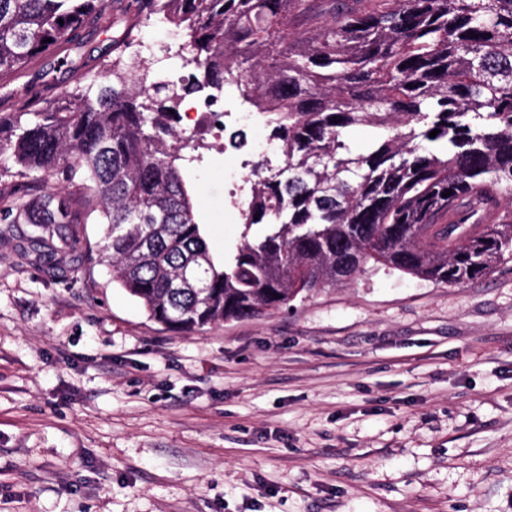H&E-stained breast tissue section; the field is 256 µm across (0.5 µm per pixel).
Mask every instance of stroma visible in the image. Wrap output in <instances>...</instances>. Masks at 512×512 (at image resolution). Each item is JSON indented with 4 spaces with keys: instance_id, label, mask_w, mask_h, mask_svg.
<instances>
[{
    "instance_id": "obj_1",
    "label": "stroma",
    "mask_w": 512,
    "mask_h": 512,
    "mask_svg": "<svg viewBox=\"0 0 512 512\" xmlns=\"http://www.w3.org/2000/svg\"><path fill=\"white\" fill-rule=\"evenodd\" d=\"M112 24L16 81L99 80ZM186 181L215 257L245 177L210 141ZM40 259L0 210V512H512V261L437 285L367 262L254 320L165 329L112 278L104 227Z\"/></svg>"
}]
</instances>
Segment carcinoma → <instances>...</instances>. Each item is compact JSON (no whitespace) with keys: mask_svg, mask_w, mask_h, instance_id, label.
<instances>
[{"mask_svg":"<svg viewBox=\"0 0 512 512\" xmlns=\"http://www.w3.org/2000/svg\"><path fill=\"white\" fill-rule=\"evenodd\" d=\"M138 2L105 48L100 82L0 112V153L16 167L0 176L71 185L12 201L31 241L73 253L77 225H106L113 279L182 333L259 319L351 281L370 259L445 285L512 259V219L485 223L488 204H512V0H375L368 11L344 0ZM105 9L0 0V89L99 30ZM157 20L186 31L193 72L173 90L125 59ZM202 88L262 116L279 151L275 163L245 162L243 242L221 263L184 177L204 144L176 113ZM358 125L377 136L354 154L346 136ZM471 198L479 209L442 221Z\"/></svg>","mask_w":512,"mask_h":512,"instance_id":"obj_1","label":"carcinoma"}]
</instances>
